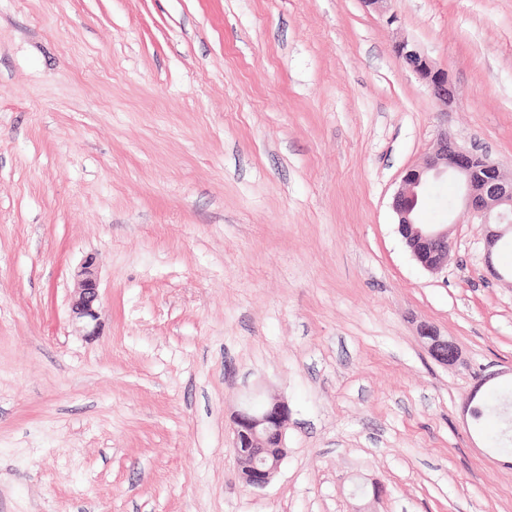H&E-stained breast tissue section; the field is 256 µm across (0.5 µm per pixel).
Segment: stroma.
<instances>
[{
	"label": "stroma",
	"mask_w": 512,
	"mask_h": 512,
	"mask_svg": "<svg viewBox=\"0 0 512 512\" xmlns=\"http://www.w3.org/2000/svg\"><path fill=\"white\" fill-rule=\"evenodd\" d=\"M442 131L512 172V0H0V512H512L464 412L512 394V283L447 184L440 271L391 208ZM249 396L290 409L260 491ZM396 55L412 72L417 74L440 104L448 106L453 103L455 95L448 81V72L435 67L414 45L403 41L396 46ZM78 288L71 298L70 318L83 336H96L100 326L97 270L92 256L75 271ZM421 336L437 361L444 365H454L458 362L460 358L458 347L447 337L440 336L429 328L422 330ZM290 409L277 398L248 402L234 416V451L241 462L240 479L253 490L264 489L287 455Z\"/></svg>",
	"instance_id": "stroma-1"
}]
</instances>
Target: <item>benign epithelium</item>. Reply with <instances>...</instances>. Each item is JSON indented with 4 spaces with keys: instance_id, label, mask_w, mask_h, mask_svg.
Instances as JSON below:
<instances>
[{
    "instance_id": "obj_1",
    "label": "benign epithelium",
    "mask_w": 512,
    "mask_h": 512,
    "mask_svg": "<svg viewBox=\"0 0 512 512\" xmlns=\"http://www.w3.org/2000/svg\"><path fill=\"white\" fill-rule=\"evenodd\" d=\"M396 55L417 74L437 102L453 103L455 95L448 72L435 67L414 45L403 41ZM446 180L458 190L466 210L480 223L497 226L485 236L487 256L498 250L503 235L512 231V174H507L487 156L459 147L439 133L432 150L418 163L405 169L392 198L398 232L412 257L427 271L448 266L452 252L450 229L446 224H420L416 205L426 185ZM78 288L71 298L70 318L85 336L97 334L100 326L97 270L93 257L86 258L75 271ZM422 339L434 358L444 365L459 360L455 343L434 330H422ZM290 409L280 399L249 402L234 416V451L241 462L240 479L253 490L265 488L277 474L287 455L286 430Z\"/></svg>"
}]
</instances>
